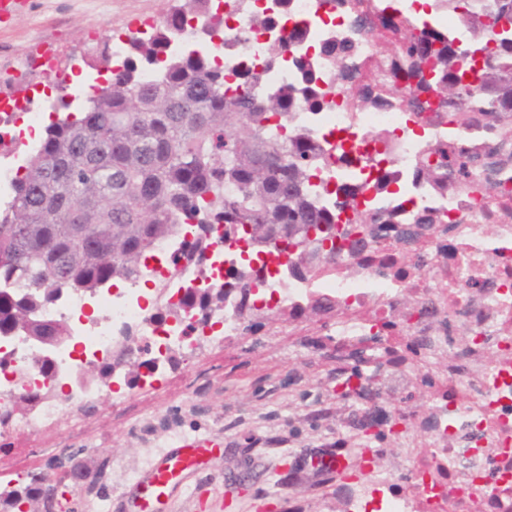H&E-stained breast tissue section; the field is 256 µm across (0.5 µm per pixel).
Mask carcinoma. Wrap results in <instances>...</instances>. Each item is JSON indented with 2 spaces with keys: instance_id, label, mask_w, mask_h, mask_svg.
Segmentation results:
<instances>
[{
  "instance_id": "cac0c4a2",
  "label": "carcinoma",
  "mask_w": 512,
  "mask_h": 512,
  "mask_svg": "<svg viewBox=\"0 0 512 512\" xmlns=\"http://www.w3.org/2000/svg\"><path fill=\"white\" fill-rule=\"evenodd\" d=\"M192 2L201 18L198 37L224 28V16L210 11L207 0ZM290 2L279 0L278 9L254 16L252 23L273 28ZM442 4L468 18L470 46H456L436 33L418 36L410 22L380 17L396 45L372 66L368 82L351 91L355 104L406 107L419 114L427 111V98L435 97L436 111L449 120L506 142L512 139V0ZM182 15L181 9L168 12L147 38L131 35L124 59L115 65L109 40L103 39L97 62L112 66V78L95 88L80 115L68 113L70 85L66 74L58 77L59 116L45 127L16 179L11 203L0 210V272L25 281L22 291L0 294V333H11L25 310L42 309L73 288L93 291L114 280L136 282L146 254L181 224H193L195 231L193 240L170 256L174 269L182 260L205 266L217 224L224 225L227 246L244 240L253 258L257 242L281 255L296 249L285 264L296 275L313 274L320 260L336 256L337 246L326 251L324 245L336 237V216L349 208L354 187L341 184L330 200L320 201L313 178L322 154L309 136L288 130L298 105L317 111L325 103L327 91L309 62L292 57L301 75L297 85L265 88L261 73L244 62L227 81L217 56L169 52L183 30ZM301 40L297 30L270 44L269 62L283 60ZM475 50L482 61L471 56ZM359 52L348 40L324 47L336 69ZM423 66L432 78L419 77ZM147 70L155 77L145 82ZM511 165L509 153L462 141L450 150L434 148L412 176L443 195L475 182H498ZM446 220L434 209L398 216L355 208L351 223L363 228L352 239L346 232L342 238L354 255L384 239L388 225L401 224L398 237L410 247ZM230 276L187 293L186 305L207 319L224 308L226 291L248 295L258 282L247 263ZM27 332L66 335L63 325L39 321L29 323ZM422 349L424 343L411 340L402 350L389 348L386 364L399 366ZM350 421L366 436L365 447H383L385 431L360 421L356 409ZM68 493L66 484L33 474L0 497V505L4 512H21L41 499L46 512H54Z\"/></svg>"
}]
</instances>
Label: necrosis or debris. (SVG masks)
I'll use <instances>...</instances> for the list:
<instances>
[{
	"instance_id": "4bbe7bcc",
	"label": "necrosis or debris",
	"mask_w": 512,
	"mask_h": 512,
	"mask_svg": "<svg viewBox=\"0 0 512 512\" xmlns=\"http://www.w3.org/2000/svg\"><path fill=\"white\" fill-rule=\"evenodd\" d=\"M224 15V34L196 43L197 51L224 55L225 68L249 61L271 87L294 81L293 69L268 63L266 48L296 30L304 37L299 53L312 60L327 90L326 107L310 112L297 107L296 128L304 130L324 151L316 172L327 192L338 184L357 183L363 192L355 207L374 203L381 209L403 206L410 211L435 209L448 216L445 224L416 244L404 258L396 236L386 237L367 256L336 255L333 271L309 277L283 274L280 258L268 254L257 263L259 284L249 302L271 311L319 298L330 299L341 314L336 334L350 341L372 336L392 320L404 335L430 339L433 355L447 362L443 387L428 396V429L420 436L396 431L397 456L405 470L372 468L351 488L344 512H512V181L504 189L479 186L438 194L412 178L414 168L439 143L471 138L473 128L459 126L431 113L405 109H360L350 87L360 81L378 52L372 24L359 21L356 0H293L292 10L275 28H253L251 18L272 0H211ZM418 0H383V13L411 20L417 32L439 33L461 45L472 31L458 13ZM247 40L223 47L237 33ZM353 36L361 52L344 75H337L319 48L330 36ZM21 115L16 128L0 124V138L29 145L41 114L31 96H8L0 115ZM353 151L359 165L337 160L338 150ZM396 179L397 192L375 197L369 179L381 173ZM181 238L163 239L143 262L141 278L122 288L75 290L48 305L41 319L65 324L69 339L44 351L24 334L0 343V419L15 434L57 423L71 412L111 401V393L79 385L76 377L90 363L111 360L124 340L148 345L154 354L172 349L189 355L200 341L237 335L233 307L199 321L184 308L187 289L201 280L193 267L173 270L172 252ZM180 311L181 320L161 319L158 306ZM50 360V373L40 369ZM51 384L60 397L43 402L35 416L14 412L25 390Z\"/></svg>"
}]
</instances>
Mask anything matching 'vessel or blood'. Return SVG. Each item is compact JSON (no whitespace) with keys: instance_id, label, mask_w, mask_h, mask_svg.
Returning a JSON list of instances; mask_svg holds the SVG:
<instances>
[{"instance_id":"b4317fda","label":"vessel or blood","mask_w":512,"mask_h":512,"mask_svg":"<svg viewBox=\"0 0 512 512\" xmlns=\"http://www.w3.org/2000/svg\"><path fill=\"white\" fill-rule=\"evenodd\" d=\"M218 442L203 435L185 436L157 457L120 498L126 512H162L176 491H190V479Z\"/></svg>"}]
</instances>
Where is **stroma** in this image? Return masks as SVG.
Instances as JSON below:
<instances>
[{
  "label": "stroma",
  "mask_w": 512,
  "mask_h": 512,
  "mask_svg": "<svg viewBox=\"0 0 512 512\" xmlns=\"http://www.w3.org/2000/svg\"><path fill=\"white\" fill-rule=\"evenodd\" d=\"M184 0H30L29 8L0 25V73L15 78L17 95L40 85V111L57 97L53 78L26 61L53 46L67 72L104 84L109 72L95 64L82 36L88 26L102 35L132 34L136 19L166 14ZM254 331L205 345L193 359L175 357L156 388L133 383L134 366L118 370L123 396L94 411L0 443V488L18 474L46 471L62 449L77 452L87 474L104 472V502L113 500L151 458L176 438L206 434L222 441L201 476V494L178 495L169 512H344L353 479L336 481L298 466L300 457L336 445L350 408L336 395V374L348 369L350 347L328 339L336 312L290 309L257 312ZM250 473L247 495L234 484Z\"/></svg>",
  "instance_id": "stroma-1"
}]
</instances>
